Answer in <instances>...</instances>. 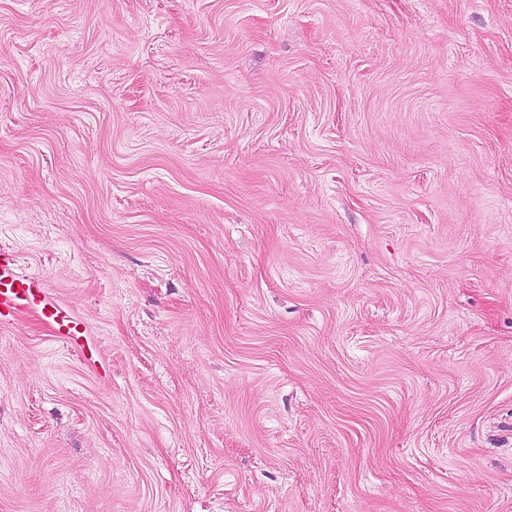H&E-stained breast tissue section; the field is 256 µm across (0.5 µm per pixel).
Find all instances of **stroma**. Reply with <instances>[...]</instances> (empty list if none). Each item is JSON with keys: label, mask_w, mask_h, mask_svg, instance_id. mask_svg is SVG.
<instances>
[{"label": "stroma", "mask_w": 512, "mask_h": 512, "mask_svg": "<svg viewBox=\"0 0 512 512\" xmlns=\"http://www.w3.org/2000/svg\"><path fill=\"white\" fill-rule=\"evenodd\" d=\"M0 512H512V0H0ZM42 292L39 281L18 272L11 254L0 251V316H10L36 304Z\"/></svg>", "instance_id": "obj_1"}]
</instances>
